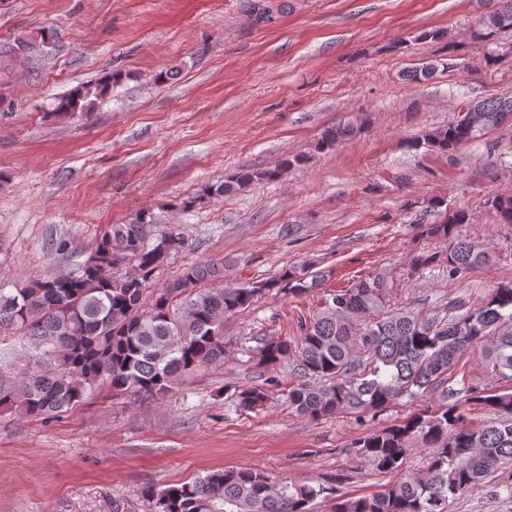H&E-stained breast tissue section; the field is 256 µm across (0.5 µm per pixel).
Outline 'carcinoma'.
I'll return each instance as SVG.
<instances>
[{"instance_id": "obj_1", "label": "carcinoma", "mask_w": 512, "mask_h": 512, "mask_svg": "<svg viewBox=\"0 0 512 512\" xmlns=\"http://www.w3.org/2000/svg\"><path fill=\"white\" fill-rule=\"evenodd\" d=\"M473 37L492 42L512 30V0H491ZM437 65L423 62L406 73L413 82L433 77ZM112 81L86 83L60 99L62 114L87 113L110 91ZM462 121L424 131L408 147L453 156L459 148L512 120V96L482 100L468 97ZM356 133L351 125L325 130L321 144L333 147ZM300 162L289 158L274 170L241 168L210 189L222 196L256 179L272 180ZM501 224H512V193L486 200ZM469 223L464 209H446L436 224H420L421 234L443 240L448 249L412 255L413 269L433 264L448 276L465 277L505 253L460 234ZM150 214L142 211L127 224H116L87 255L78 271L54 278H33L14 294L0 292V336L28 339L34 354L14 382H0V409L41 420L73 409L96 390L160 400L172 393L182 375L224 361V321L249 308L258 295L278 289L284 295L313 292L325 274L291 265L271 281L215 288L224 278L226 259L186 268L172 282L154 290V273L183 245L173 230L155 235ZM131 265L124 273L119 266ZM391 285L383 273L367 275L336 290L300 325L293 342L270 340L260 349V363L290 358L306 380L288 389V407L310 420L337 414L386 410L403 396H421L448 379V371L471 350L486 369L512 382V284H502L476 308L448 317L423 315L390 304ZM182 301H177V298ZM269 398L263 385L240 388L236 407L257 410ZM478 404L497 415L482 427L472 424L465 406ZM356 454L380 473L403 470L412 447L428 450L418 474L369 495L345 497L336 487L306 480L277 484L265 473L228 468L192 481L148 488L142 496L155 512H314L313 502L333 498L331 512H448L449 500L479 490L485 479L512 462V389L464 386L456 400L425 406L404 420L358 438Z\"/></svg>"}]
</instances>
